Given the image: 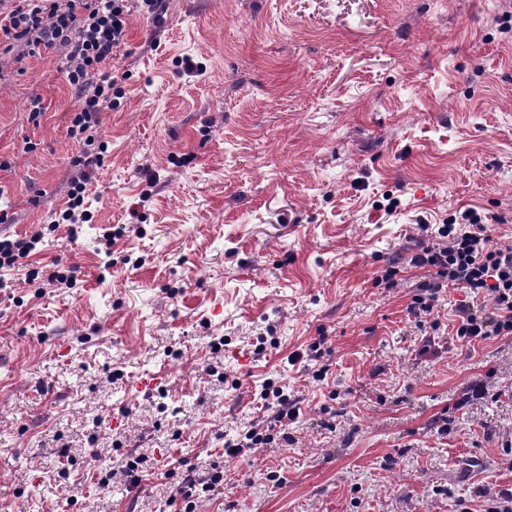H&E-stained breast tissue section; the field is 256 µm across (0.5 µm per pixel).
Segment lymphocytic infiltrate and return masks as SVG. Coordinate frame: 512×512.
<instances>
[{"mask_svg": "<svg viewBox=\"0 0 512 512\" xmlns=\"http://www.w3.org/2000/svg\"><path fill=\"white\" fill-rule=\"evenodd\" d=\"M0 15V44L6 51L34 56L59 45L69 46L66 77L80 105L73 112L70 134L83 150L75 160L80 179L71 184L68 205L54 217L58 224H84L89 167L101 161L100 115L112 103V61L127 33L130 0H7ZM460 223L438 227L435 241L413 254L409 264L428 268L423 294L415 295L410 311L419 322L433 314L443 287L456 285L492 298L490 312L459 308L456 336L465 341L512 335V244L494 241L480 215L460 214ZM263 408L273 409L280 427L299 417L298 400L287 388L265 382L256 393Z\"/></svg>", "mask_w": 512, "mask_h": 512, "instance_id": "lymphocytic-infiltrate-1", "label": "lymphocytic infiltrate"}]
</instances>
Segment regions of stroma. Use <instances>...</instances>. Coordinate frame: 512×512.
Returning a JSON list of instances; mask_svg holds the SVG:
<instances>
[{
    "label": "stroma",
    "instance_id": "stroma-1",
    "mask_svg": "<svg viewBox=\"0 0 512 512\" xmlns=\"http://www.w3.org/2000/svg\"><path fill=\"white\" fill-rule=\"evenodd\" d=\"M167 3L129 16L77 234L48 225L81 172L67 51L0 80V229L78 269H0V512H174L189 468L224 474L195 512H482L512 489V335L456 338L492 306L466 288L419 326L408 260L465 208L512 240V0ZM321 337L318 381L290 357ZM267 380L301 400L290 443L225 457Z\"/></svg>",
    "mask_w": 512,
    "mask_h": 512
}]
</instances>
